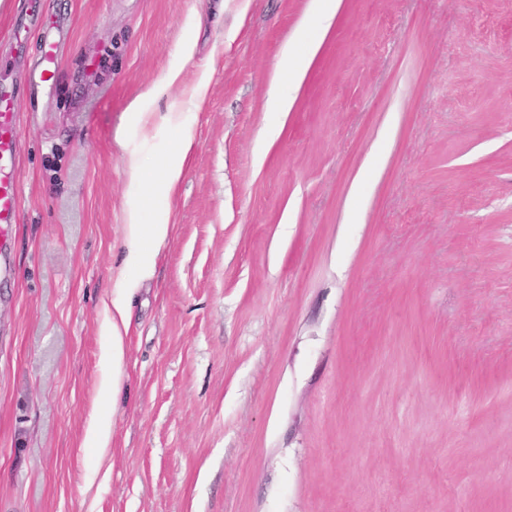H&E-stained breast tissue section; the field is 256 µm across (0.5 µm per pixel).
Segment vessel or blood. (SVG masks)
Here are the masks:
<instances>
[{"instance_id": "b4317fda", "label": "vessel or blood", "mask_w": 512, "mask_h": 512, "mask_svg": "<svg viewBox=\"0 0 512 512\" xmlns=\"http://www.w3.org/2000/svg\"><path fill=\"white\" fill-rule=\"evenodd\" d=\"M14 90L0 86V246L10 225L17 221L20 187L17 178V143L20 136Z\"/></svg>"}]
</instances>
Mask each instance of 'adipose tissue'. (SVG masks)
I'll return each instance as SVG.
<instances>
[{"label":"adipose tissue","mask_w":512,"mask_h":512,"mask_svg":"<svg viewBox=\"0 0 512 512\" xmlns=\"http://www.w3.org/2000/svg\"><path fill=\"white\" fill-rule=\"evenodd\" d=\"M195 44L192 39H185L180 46L182 63L169 69L151 88L136 98L131 105L133 116L141 126L153 123H165L180 127L181 114L178 102H170L166 111L154 112L149 108L150 102L165 97L167 91L180 81L181 66L190 62L194 56ZM193 148V138L189 133H182L176 153L161 165L157 177H150L143 169L137 157H128L125 165L131 182L141 184L151 182L153 187L165 195H172L178 188L185 162ZM173 232L170 224L161 222L147 224L143 221L141 207L127 210L125 216L124 248L126 260L118 272L112 292V309L107 312L103 330L106 341L101 352V360L106 373L100 383V392L106 397H118L124 388L125 379V339L129 332V303L138 290L142 280L149 278L154 270L155 260L161 247Z\"/></svg>","instance_id":"adipose-tissue-1"}]
</instances>
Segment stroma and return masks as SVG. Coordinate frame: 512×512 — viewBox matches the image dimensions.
Returning a JSON list of instances; mask_svg holds the SVG:
<instances>
[{
	"mask_svg": "<svg viewBox=\"0 0 512 512\" xmlns=\"http://www.w3.org/2000/svg\"><path fill=\"white\" fill-rule=\"evenodd\" d=\"M314 6L0 0L21 109L0 512H512V0H338L271 112ZM52 17L70 30L45 88ZM178 65L194 146L168 197L125 159L157 173L179 132L128 106ZM137 201L174 230L113 402L103 303ZM89 434L93 440V447L98 448L100 455H105L108 448H110L112 440V430L110 422L92 417L89 425Z\"/></svg>",
	"mask_w": 512,
	"mask_h": 512,
	"instance_id": "obj_1",
	"label": "stroma"
}]
</instances>
